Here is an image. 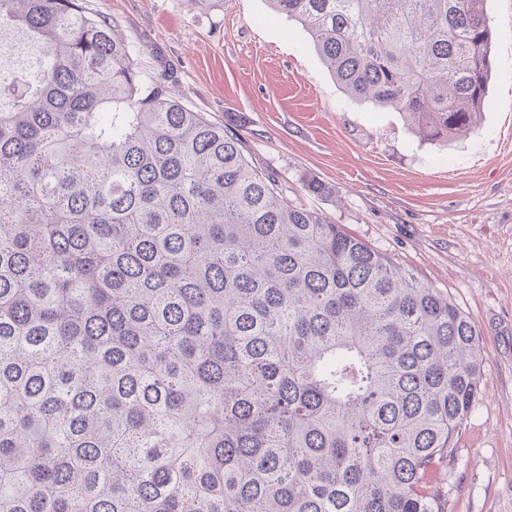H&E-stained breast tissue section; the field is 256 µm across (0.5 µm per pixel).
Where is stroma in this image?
Listing matches in <instances>:
<instances>
[{
    "label": "stroma",
    "instance_id": "stroma-1",
    "mask_svg": "<svg viewBox=\"0 0 512 512\" xmlns=\"http://www.w3.org/2000/svg\"><path fill=\"white\" fill-rule=\"evenodd\" d=\"M86 4L124 33L144 81L234 121L287 201L341 224L469 317L479 393L433 485L446 512H512V0H487L496 72L481 120L445 143L349 99L305 31L266 0ZM313 179L329 194H309Z\"/></svg>",
    "mask_w": 512,
    "mask_h": 512
}]
</instances>
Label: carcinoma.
Wrapping results in <instances>:
<instances>
[{
  "instance_id": "obj_1",
  "label": "carcinoma",
  "mask_w": 512,
  "mask_h": 512,
  "mask_svg": "<svg viewBox=\"0 0 512 512\" xmlns=\"http://www.w3.org/2000/svg\"><path fill=\"white\" fill-rule=\"evenodd\" d=\"M339 88L473 130L486 0H269ZM0 512H445L477 395L448 296L143 84L85 0H0Z\"/></svg>"
}]
</instances>
